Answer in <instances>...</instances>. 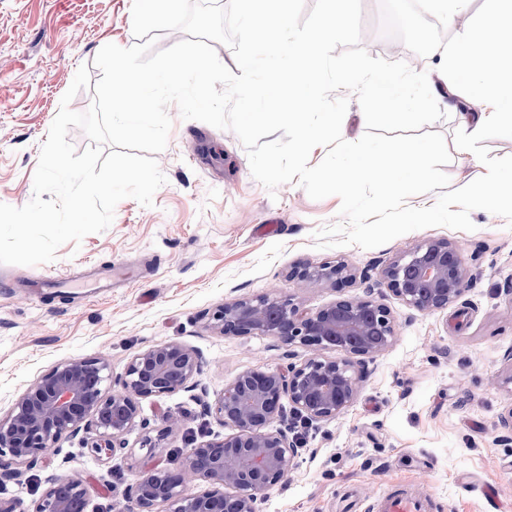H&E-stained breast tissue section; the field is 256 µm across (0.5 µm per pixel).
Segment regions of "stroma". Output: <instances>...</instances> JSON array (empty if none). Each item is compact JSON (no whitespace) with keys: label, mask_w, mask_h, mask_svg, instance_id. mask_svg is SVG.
Wrapping results in <instances>:
<instances>
[{"label":"stroma","mask_w":512,"mask_h":512,"mask_svg":"<svg viewBox=\"0 0 512 512\" xmlns=\"http://www.w3.org/2000/svg\"><path fill=\"white\" fill-rule=\"evenodd\" d=\"M132 0H0V203L33 196L40 151L61 98L79 66L109 43L131 46ZM360 44L371 56L403 61L437 83L439 67L417 56L413 32L422 16L404 0H362ZM172 125L155 159L166 182L152 206L126 198L110 227L80 244L62 245L53 261L0 264V415L60 362L104 354L113 375L150 346L178 341L195 349L202 369L191 389L141 403L142 425L110 461H95L80 437H65L56 453L25 473L27 485L1 494L32 507L54 476L80 477L92 512L122 499L153 464H179L192 439L228 429L208 414L224 386L243 371L299 364L309 347L269 336H224L211 316L223 303L259 296L290 297L314 311L340 298L386 305L396 320L391 346L356 364L353 403L336 419L297 426L284 410L279 428H299L302 445L284 481L268 491L260 512H337L354 490L362 502L392 483L432 494L442 512H512V226L474 210V230L430 227L372 249L315 248L314 234L339 222L341 201L309 197L298 183L269 192L252 175L239 138L167 109ZM446 238L463 249L472 278L452 306L420 313L381 282L378 272L403 250ZM341 259L374 269L370 280L312 288L289 278L301 262ZM128 269L89 296L85 279L110 266ZM179 427L161 454L142 443L163 416Z\"/></svg>","instance_id":"1"}]
</instances>
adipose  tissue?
Returning <instances> with one entry per match:
<instances>
[{
    "label": "adipose tissue",
    "instance_id": "adipose-tissue-1",
    "mask_svg": "<svg viewBox=\"0 0 512 512\" xmlns=\"http://www.w3.org/2000/svg\"><path fill=\"white\" fill-rule=\"evenodd\" d=\"M489 3L479 23L452 47L437 43L430 48L431 56L454 61L472 93L485 100L483 111L460 115L475 133L493 123H512V0Z\"/></svg>",
    "mask_w": 512,
    "mask_h": 512
}]
</instances>
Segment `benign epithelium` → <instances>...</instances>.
<instances>
[{"instance_id":"7a95c632","label":"benign epithelium","mask_w":512,"mask_h":512,"mask_svg":"<svg viewBox=\"0 0 512 512\" xmlns=\"http://www.w3.org/2000/svg\"><path fill=\"white\" fill-rule=\"evenodd\" d=\"M288 277L312 287L353 281L342 260L300 263ZM388 289L420 313L457 302L468 288V269L459 244L424 240L381 270ZM224 336H271L288 346H309L315 354L299 365L240 373L206 410L232 433L201 441L187 450L175 471L146 468L129 485L119 512H257L262 496L281 484L293 466L299 442L273 427L284 405L306 424L336 418L354 400V360L383 353L395 337L391 310L367 299H340L307 311L290 298H241L213 315ZM201 371L199 354L178 341L135 355L113 379L105 356L74 358L54 366L0 417V481L22 484L15 466L56 450L66 436L89 434L83 447L97 461L127 448L126 435L141 419L140 402L191 388ZM203 482L208 489L191 491ZM79 478L53 477L32 512H88Z\"/></svg>"}]
</instances>
